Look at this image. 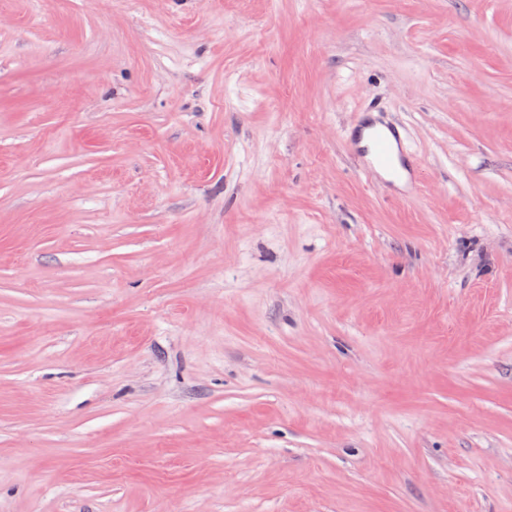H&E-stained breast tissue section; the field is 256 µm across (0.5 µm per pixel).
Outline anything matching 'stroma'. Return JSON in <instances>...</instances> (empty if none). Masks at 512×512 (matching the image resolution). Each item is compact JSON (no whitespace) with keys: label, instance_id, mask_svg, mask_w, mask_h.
Listing matches in <instances>:
<instances>
[{"label":"stroma","instance_id":"stroma-1","mask_svg":"<svg viewBox=\"0 0 512 512\" xmlns=\"http://www.w3.org/2000/svg\"><path fill=\"white\" fill-rule=\"evenodd\" d=\"M0 512H512V0H0ZM365 124L357 125L354 132H346V140L351 151L361 159L362 170L366 177L375 184L381 181L393 183L382 173H390L396 178H408L415 191L417 183L413 180L412 164L403 155V131L397 125L384 129L371 128L367 133L370 151L362 145ZM401 158L403 162L401 161ZM395 185V184H394Z\"/></svg>","mask_w":512,"mask_h":512}]
</instances>
